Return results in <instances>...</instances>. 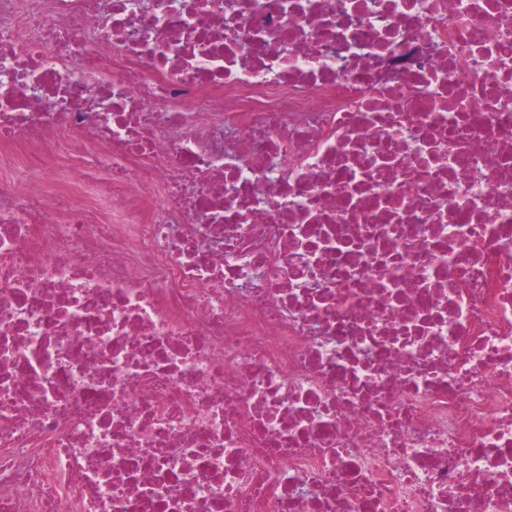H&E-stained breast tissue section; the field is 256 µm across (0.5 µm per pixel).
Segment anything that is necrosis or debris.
<instances>
[{
	"mask_svg": "<svg viewBox=\"0 0 512 512\" xmlns=\"http://www.w3.org/2000/svg\"><path fill=\"white\" fill-rule=\"evenodd\" d=\"M0 147V512H512V0H0Z\"/></svg>",
	"mask_w": 512,
	"mask_h": 512,
	"instance_id": "1",
	"label": "necrosis or debris"
}]
</instances>
